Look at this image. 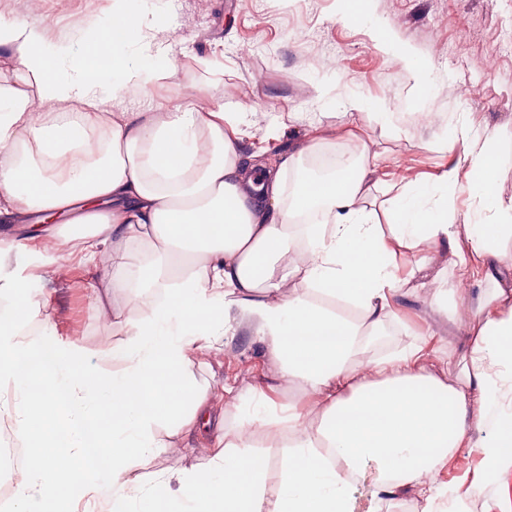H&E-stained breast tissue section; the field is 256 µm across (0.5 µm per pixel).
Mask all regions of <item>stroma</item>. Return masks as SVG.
<instances>
[{"label": "stroma", "instance_id": "1", "mask_svg": "<svg viewBox=\"0 0 512 512\" xmlns=\"http://www.w3.org/2000/svg\"><path fill=\"white\" fill-rule=\"evenodd\" d=\"M107 7L108 0H0V16L40 20L52 38L68 39L104 19ZM367 11L372 21L390 24L397 43L429 61L427 74L414 78L402 55L382 51L370 24L339 20L336 0H167L163 10L147 9L145 23L175 57V75L111 109L148 112L166 103L203 100L228 112L250 113L243 144L277 152L305 142L313 123L357 125L362 142L346 141L340 148L351 155L368 148L375 172L360 203L377 209L402 190L395 176L407 160H414L417 179L452 170L442 141L453 127L495 133L497 146L512 158V0H369ZM327 57L335 60V68H324ZM259 69L266 77L256 84L252 77ZM243 84L251 86V94L232 95V87ZM321 85L328 99H319ZM466 85L481 86L482 97H457L455 88ZM351 95L369 100V108L347 110L342 101ZM381 105L394 113L393 123L378 117ZM29 238L23 225L0 224V239L13 241L19 252L30 253ZM30 255L33 282L25 297L47 303L53 316L52 326L42 331L44 339L75 344L89 365L100 364L122 343L124 319L150 308L146 302L125 301L121 318L102 320L113 301L101 297L103 284L94 269L69 261L64 267L70 275L63 278L52 261ZM434 286L431 280L402 282L399 321L388 326L368 355L380 357L425 339L426 366L454 384L469 356L484 294L469 287L434 306ZM277 369L265 347L242 330L197 361L192 373L210 389L223 427L234 436L243 429L247 399L264 394L282 404L303 401L302 385L295 380L281 385ZM212 444L209 436H173L152 469L165 477L191 469ZM438 480L447 486L456 512H512L510 465L491 475L481 455L459 451L449 455ZM354 497L356 512L424 508L410 492L377 502L367 480L355 483Z\"/></svg>", "mask_w": 512, "mask_h": 512}]
</instances>
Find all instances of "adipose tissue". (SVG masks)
Returning a JSON list of instances; mask_svg holds the SVG:
<instances>
[{
    "instance_id": "adipose-tissue-1",
    "label": "adipose tissue",
    "mask_w": 512,
    "mask_h": 512,
    "mask_svg": "<svg viewBox=\"0 0 512 512\" xmlns=\"http://www.w3.org/2000/svg\"><path fill=\"white\" fill-rule=\"evenodd\" d=\"M1 47L16 75L0 78V223L31 226L100 268L113 291H164L93 367L75 348L20 339L40 303L19 299L0 316L11 340L0 388L13 398L0 415L29 450L14 512H79L85 501L111 512H354L352 487L368 470L374 499L410 491L436 512L449 452L512 464V293L502 286L512 223L459 219L456 186L415 180L378 224L359 204L372 173L365 154L325 177L298 176L304 154L360 140L356 128L312 125L306 143L259 171L241 152L246 113L188 101L109 112L176 72L132 0H110L77 47L49 40L35 20L1 18ZM444 147L467 164L470 195L512 212L497 195L503 158L492 138L453 133ZM407 245L447 249L455 284L492 291L458 383L425 372L421 344L360 360L364 337L396 315L393 260ZM245 327L307 402L279 417L260 397L237 442L216 435L202 463L155 477L158 428L186 436L212 422L189 366ZM271 424L290 448L274 488L254 451Z\"/></svg>"
}]
</instances>
